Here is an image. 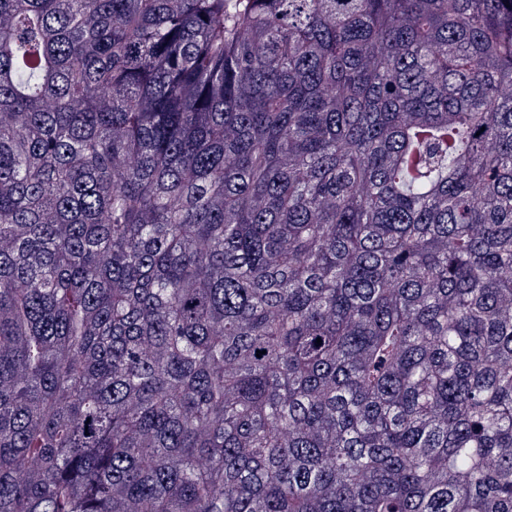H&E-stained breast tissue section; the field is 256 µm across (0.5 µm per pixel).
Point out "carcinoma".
Returning a JSON list of instances; mask_svg holds the SVG:
<instances>
[{
    "instance_id": "carcinoma-1",
    "label": "carcinoma",
    "mask_w": 512,
    "mask_h": 512,
    "mask_svg": "<svg viewBox=\"0 0 512 512\" xmlns=\"http://www.w3.org/2000/svg\"><path fill=\"white\" fill-rule=\"evenodd\" d=\"M0 512H512V0H0Z\"/></svg>"
}]
</instances>
